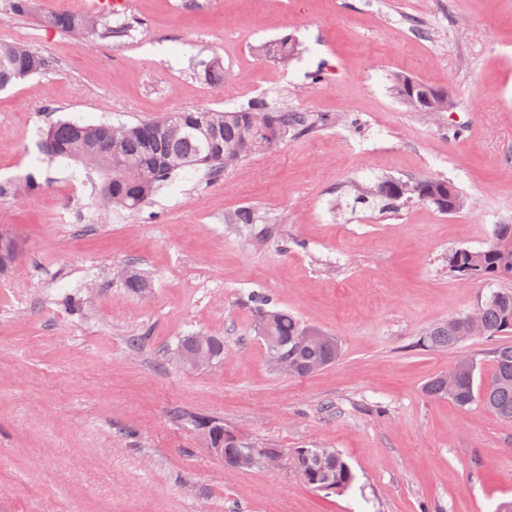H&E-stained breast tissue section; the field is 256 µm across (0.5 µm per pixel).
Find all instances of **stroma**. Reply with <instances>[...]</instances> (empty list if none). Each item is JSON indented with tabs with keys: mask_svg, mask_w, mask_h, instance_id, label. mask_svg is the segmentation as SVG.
I'll use <instances>...</instances> for the list:
<instances>
[{
	"mask_svg": "<svg viewBox=\"0 0 512 512\" xmlns=\"http://www.w3.org/2000/svg\"><path fill=\"white\" fill-rule=\"evenodd\" d=\"M0 0V41L53 68L0 91V198L20 258L0 272V512H495L512 502V422L424 385L459 359L491 371L494 341L421 346L477 309L494 282L449 272L512 224V0H127L119 38L61 34ZM289 37L286 64L258 59ZM224 62L222 87L200 72ZM404 76L448 91L416 112ZM256 99L315 119L218 179L197 172L139 210L103 209L97 174L44 161L57 119L130 123ZM447 180L466 205L416 197L384 209L385 178ZM251 211L250 224L224 215ZM145 278L148 291L127 288ZM70 293L75 306L58 296ZM335 337L342 355L304 377L266 361L252 295ZM188 334L222 359L176 364ZM184 407L279 448H333L356 475L326 494L290 468L231 471L176 422ZM409 81H418V80H412V79H402L398 81V94L403 99V101L409 105L411 108H413L416 112H424L426 109L435 108V107H444L445 101H448V109H450L453 105L452 97L447 92V94L442 93L441 91H438L427 84L423 83L422 85V91L428 95L432 100V105L429 107H426L425 109H418V99H417V92L415 93L414 98L407 92L408 88V82ZM40 188L34 173H29L26 177L16 181H0V198L17 197L22 193L32 194Z\"/></svg>",
	"mask_w": 512,
	"mask_h": 512,
	"instance_id": "stroma-1",
	"label": "stroma"
}]
</instances>
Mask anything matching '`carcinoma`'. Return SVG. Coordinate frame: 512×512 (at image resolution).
Wrapping results in <instances>:
<instances>
[{"mask_svg": "<svg viewBox=\"0 0 512 512\" xmlns=\"http://www.w3.org/2000/svg\"><path fill=\"white\" fill-rule=\"evenodd\" d=\"M10 9L18 17L40 11L43 26L65 34L96 30L86 15H74L59 7H44L40 0H11ZM260 57L284 62L296 54V45L288 38L264 43L257 48ZM51 61L14 42H0V89L49 70ZM309 127L308 118L286 109L273 110L262 101L246 107L217 110L197 108L169 112L133 123H86L60 119L41 131L39 151L49 161H77L102 175L98 188L106 209H139L162 186L183 173L206 171L218 178L241 161L279 144L294 130ZM128 167H137L151 179L144 187L123 180ZM40 188L35 174L16 181H0V198L32 194ZM372 194L394 204L407 192L433 204L440 212L451 214L463 204V197L452 184L438 179L409 183L388 178L376 183ZM18 249L13 240L0 235V267L15 263ZM448 267L460 276L495 281L512 277V224H497L491 242L482 250L458 249L448 255ZM259 328H268L274 336L275 353L292 367V374L305 376L335 363L341 350L337 340L329 338L308 344L298 343L307 326L285 310H267L258 300ZM482 335L496 339L512 332V292L497 291L480 306ZM470 337L466 316H457L423 333V346L432 350L450 349ZM204 348L217 361L224 353V340L212 336L200 343L193 336L177 339L174 352L192 355ZM493 370L486 378L476 379V366L457 364L451 369L455 386L445 387L446 374L431 377L425 392L434 399H449L465 408L474 403L504 421H512V343L497 345L492 351ZM173 417L189 429L209 436L213 448L224 449V466L247 470L243 463L252 449L248 440L232 433L224 422L182 407L172 409ZM301 477L310 487L334 493L348 489L355 480L350 465L334 448H305Z\"/></svg>", "mask_w": 512, "mask_h": 512, "instance_id": "1", "label": "carcinoma"}]
</instances>
